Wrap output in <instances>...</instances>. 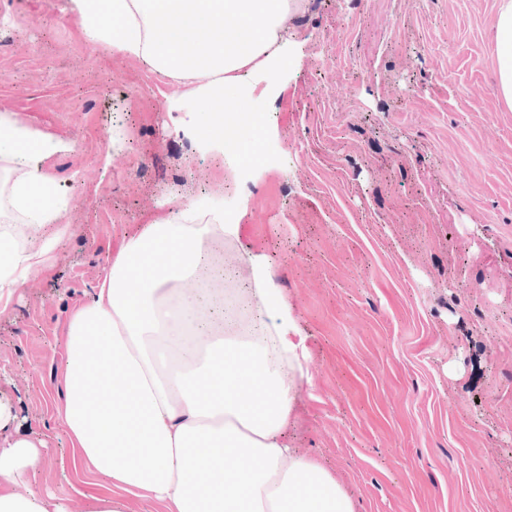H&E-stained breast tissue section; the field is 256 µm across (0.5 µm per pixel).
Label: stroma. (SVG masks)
I'll list each match as a JSON object with an SVG mask.
<instances>
[{"label": "stroma", "mask_w": 512, "mask_h": 512, "mask_svg": "<svg viewBox=\"0 0 512 512\" xmlns=\"http://www.w3.org/2000/svg\"><path fill=\"white\" fill-rule=\"evenodd\" d=\"M68 0H0V116L60 151L66 239L0 310V396L47 450L30 487L84 512L55 420L67 316L172 194L240 216L309 338L288 431L353 512H512V109L498 0H305L293 66L243 101L251 166L192 152L196 101L142 60L90 46ZM120 147H111L110 136ZM499 3L496 26L499 89L506 104L512 108V1L499 0Z\"/></svg>", "instance_id": "1"}]
</instances>
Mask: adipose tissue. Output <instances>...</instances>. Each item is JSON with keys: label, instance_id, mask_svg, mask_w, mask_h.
Listing matches in <instances>:
<instances>
[{"label": "adipose tissue", "instance_id": "obj_1", "mask_svg": "<svg viewBox=\"0 0 512 512\" xmlns=\"http://www.w3.org/2000/svg\"><path fill=\"white\" fill-rule=\"evenodd\" d=\"M302 0H70L85 41L187 80L203 109L188 133L215 156L251 157L242 103L248 73L276 84L288 65L283 20ZM497 72L512 107V0H499ZM39 132L0 119V180L32 243L0 233V303L68 233V205L43 162L55 152ZM168 218L121 246L92 302L68 319L63 398L56 420L70 435L73 469L109 479L111 493L86 512H124L122 494L167 512H353L317 461L294 448L288 425L309 374L308 337L275 283L266 255L242 243L243 227L220 209L200 223L196 202L174 197ZM237 265H225V245ZM248 276L236 295L224 285ZM0 399V512H69L52 493L28 489L44 443L15 428Z\"/></svg>", "mask_w": 512, "mask_h": 512}]
</instances>
